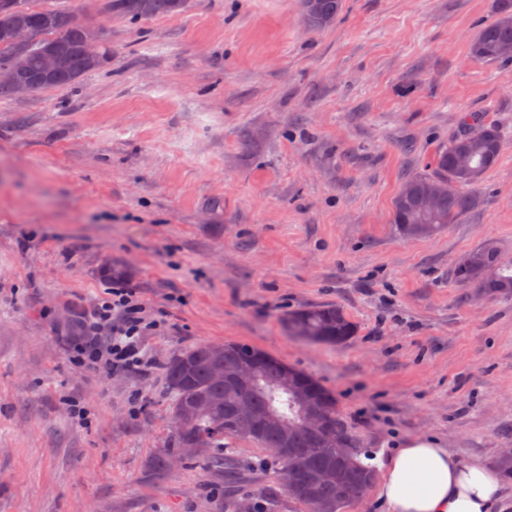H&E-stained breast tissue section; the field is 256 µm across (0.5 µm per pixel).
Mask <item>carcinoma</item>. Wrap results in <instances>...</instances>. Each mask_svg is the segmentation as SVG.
Here are the masks:
<instances>
[{
    "label": "carcinoma",
    "mask_w": 512,
    "mask_h": 512,
    "mask_svg": "<svg viewBox=\"0 0 512 512\" xmlns=\"http://www.w3.org/2000/svg\"><path fill=\"white\" fill-rule=\"evenodd\" d=\"M319 10L311 15L308 26L322 29L336 21L343 9V0H315ZM104 9L111 16L136 24L158 15H173L186 7V0H104ZM27 32L30 43L18 45L17 31ZM106 38V32L80 22L66 10H33L28 0H0V67H9L20 75L36 72L40 54L45 49L56 51L58 70L48 87L68 86L82 77L103 68V65L85 55L83 46L92 36ZM472 57L483 61L512 59V0H499L495 21L484 26L470 44ZM465 132L452 137L441 146L434 157L429 173H421L406 181L404 196L393 201L392 222L399 233L412 239L405 225L414 223L420 198L427 189L441 181L454 185L448 197L437 210L426 217L438 235L456 224L462 216L478 204V198L469 192L500 159L504 139L502 130L494 123H481L485 131L483 142L468 144L466 129L471 120L463 117ZM454 279L462 284H473L487 294H512V263L501 260L497 242L487 240L464 255L453 267ZM299 325L315 341L339 344L355 333V325L336 305H323L300 310L288 319V325ZM217 360L206 343L197 344L175 356L165 366L167 387L171 395V413L178 414L181 429L173 431L170 444L158 450L151 461L159 475L169 473V460L181 453L191 441L204 444L203 450L185 459L203 470L224 476L228 490L224 506L229 512H238L241 499L232 494V488L241 479L231 448L224 440L237 437L224 429V422L234 418L239 393L229 381L221 384L210 378ZM273 357L262 362L257 381L247 392L246 399L253 413L260 418L271 410L288 419V447L312 448L299 468V481L287 492L288 499L305 507V512H347L363 500L374 482V470L360 460L361 445L354 437L337 407L335 394L311 375L291 369L288 391L280 388V365ZM321 408L333 421V427L321 436L308 434L301 425L303 402ZM345 441V447H336V438ZM252 442L262 448L282 447L283 435L273 428L262 426Z\"/></svg>",
    "instance_id": "1"
}]
</instances>
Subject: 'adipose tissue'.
<instances>
[{"label":"adipose tissue","mask_w":512,"mask_h":512,"mask_svg":"<svg viewBox=\"0 0 512 512\" xmlns=\"http://www.w3.org/2000/svg\"><path fill=\"white\" fill-rule=\"evenodd\" d=\"M500 491L494 468L462 461L425 435L407 438L389 453L377 481L389 512H489Z\"/></svg>","instance_id":"ef3b65f1"}]
</instances>
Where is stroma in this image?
<instances>
[{"mask_svg":"<svg viewBox=\"0 0 512 512\" xmlns=\"http://www.w3.org/2000/svg\"><path fill=\"white\" fill-rule=\"evenodd\" d=\"M103 27L112 62L0 99V512H224L195 465L149 477L171 435L163 367L204 342L259 347L336 395L365 462L417 434L461 460L512 448V295L451 276L484 241L512 259V61L469 47L498 0H188L136 25L100 0H29ZM471 112L506 142L478 205L402 237L405 181ZM123 272L168 331L143 374L76 364L75 323ZM341 307L345 344L288 330ZM242 497L303 512L264 449L238 442ZM319 10L312 13L308 26L322 29L336 21L343 9V0H314Z\"/></svg>","mask_w":512,"mask_h":512,"instance_id":"obj_1","label":"stroma"}]
</instances>
